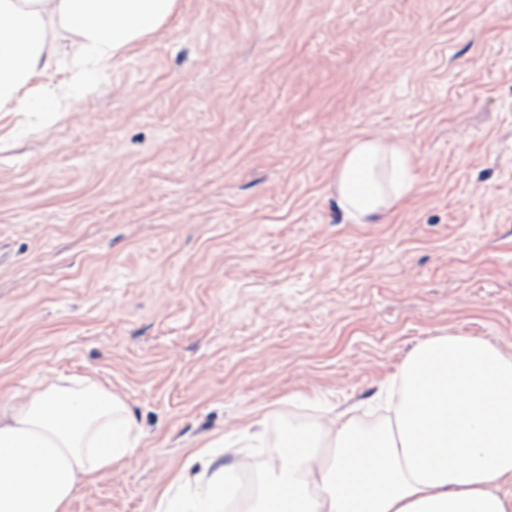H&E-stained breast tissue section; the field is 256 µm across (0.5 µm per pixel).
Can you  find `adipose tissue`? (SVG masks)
<instances>
[{
  "instance_id": "adipose-tissue-1",
  "label": "adipose tissue",
  "mask_w": 512,
  "mask_h": 512,
  "mask_svg": "<svg viewBox=\"0 0 512 512\" xmlns=\"http://www.w3.org/2000/svg\"><path fill=\"white\" fill-rule=\"evenodd\" d=\"M178 0H0V112H66L113 59L168 23ZM410 146L361 134L331 187L348 224H376L413 196ZM143 435L125 401L95 376H59L0 399V512H69L79 490L111 474ZM246 512H512V352L439 335L405 357L381 423L345 409L311 435L289 430ZM224 439L204 442L162 491L222 503Z\"/></svg>"
}]
</instances>
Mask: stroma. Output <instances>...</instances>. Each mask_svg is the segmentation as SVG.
I'll list each match as a JSON object with an SVG mask.
<instances>
[{
    "label": "stroma",
    "mask_w": 512,
    "mask_h": 512,
    "mask_svg": "<svg viewBox=\"0 0 512 512\" xmlns=\"http://www.w3.org/2000/svg\"><path fill=\"white\" fill-rule=\"evenodd\" d=\"M363 133L416 162L379 224L329 189ZM448 334L512 351V0H178L71 111L0 113V396L91 374L143 432L71 512H155L253 420L264 464Z\"/></svg>",
    "instance_id": "35a3bbf8"
}]
</instances>
